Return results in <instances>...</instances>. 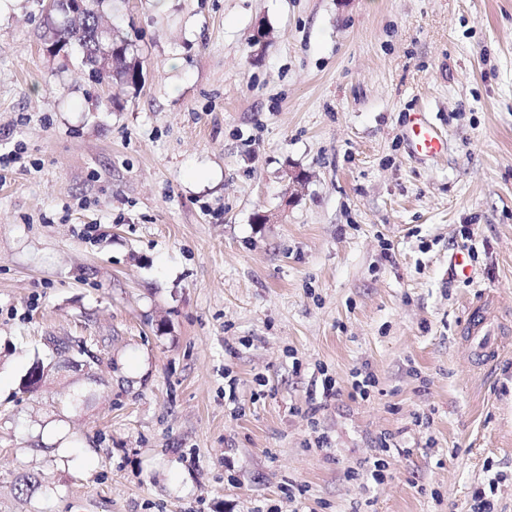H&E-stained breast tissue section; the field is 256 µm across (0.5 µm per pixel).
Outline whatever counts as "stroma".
I'll use <instances>...</instances> for the list:
<instances>
[{
    "label": "stroma",
    "mask_w": 512,
    "mask_h": 512,
    "mask_svg": "<svg viewBox=\"0 0 512 512\" xmlns=\"http://www.w3.org/2000/svg\"><path fill=\"white\" fill-rule=\"evenodd\" d=\"M101 15L139 87L49 52L43 0L0 10V512H471L494 470L512 512V0ZM405 135L413 155L436 156L444 152L447 146L442 133L422 112H416L411 117ZM461 332L482 358L490 359L497 353L498 336L501 335L485 304L476 305L469 309L468 317L461 328Z\"/></svg>",
    "instance_id": "35a3bbf8"
}]
</instances>
